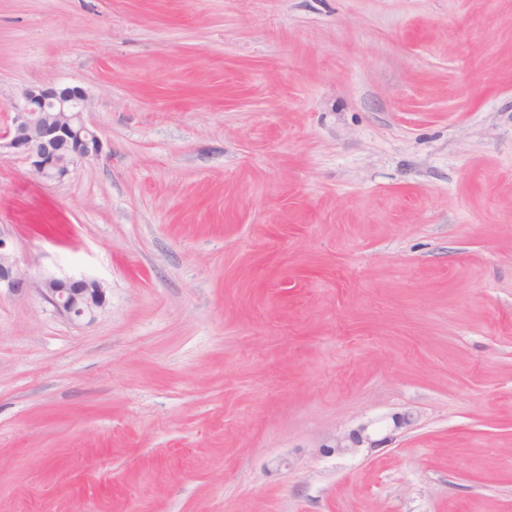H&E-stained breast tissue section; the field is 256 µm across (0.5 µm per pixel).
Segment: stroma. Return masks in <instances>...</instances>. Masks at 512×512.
Here are the masks:
<instances>
[{
    "label": "stroma",
    "mask_w": 512,
    "mask_h": 512,
    "mask_svg": "<svg viewBox=\"0 0 512 512\" xmlns=\"http://www.w3.org/2000/svg\"><path fill=\"white\" fill-rule=\"evenodd\" d=\"M57 83L102 151L0 155V512H512V0H0V129ZM16 260L13 254L12 243L6 235L0 231V288L4 286L9 290L19 288V282L15 277ZM40 294L55 310L72 321L91 322L106 303L107 288L94 278H48ZM376 442L371 438L369 426L364 424L348 433L336 436L332 445H326L324 448L329 454H345L356 448H361L365 444L368 445L366 448H375Z\"/></svg>",
    "instance_id": "35a3bbf8"
}]
</instances>
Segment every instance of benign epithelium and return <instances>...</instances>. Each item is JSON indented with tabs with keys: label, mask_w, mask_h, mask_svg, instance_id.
Returning a JSON list of instances; mask_svg holds the SVG:
<instances>
[{
	"label": "benign epithelium",
	"mask_w": 512,
	"mask_h": 512,
	"mask_svg": "<svg viewBox=\"0 0 512 512\" xmlns=\"http://www.w3.org/2000/svg\"><path fill=\"white\" fill-rule=\"evenodd\" d=\"M89 95L79 86H29L10 102L13 116L0 131V153L22 159L28 172L42 180L61 181L78 163L99 156L102 142L85 124ZM9 237L0 234V287H19ZM40 294L72 321H92L106 303L107 288L94 278H48ZM373 448L369 426L361 425L326 446L329 454H345L363 445Z\"/></svg>",
	"instance_id": "7a95c632"
}]
</instances>
